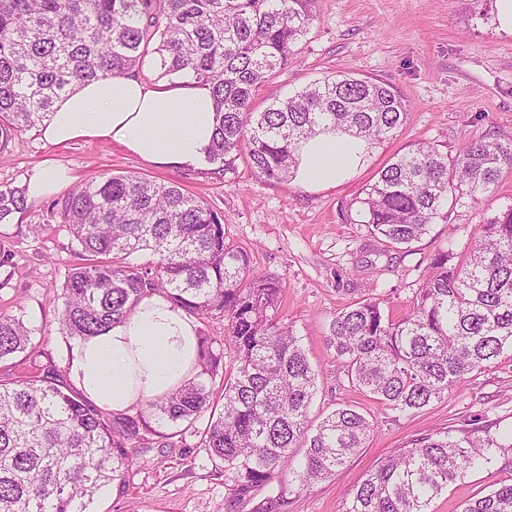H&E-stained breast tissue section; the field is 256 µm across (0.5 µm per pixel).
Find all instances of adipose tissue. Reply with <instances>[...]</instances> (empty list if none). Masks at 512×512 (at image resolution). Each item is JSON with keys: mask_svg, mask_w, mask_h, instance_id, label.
<instances>
[{"mask_svg": "<svg viewBox=\"0 0 512 512\" xmlns=\"http://www.w3.org/2000/svg\"><path fill=\"white\" fill-rule=\"evenodd\" d=\"M216 127L207 87L140 76H105L83 82L53 105L42 137L54 145L109 139L142 161L166 168L201 165ZM364 145L327 132L300 152L297 182L315 190L336 186L363 164ZM198 324L163 294L141 297L130 315L72 351L68 379L94 405L123 413L181 386L195 372Z\"/></svg>", "mask_w": 512, "mask_h": 512, "instance_id": "ef3b65f1", "label": "adipose tissue"}]
</instances>
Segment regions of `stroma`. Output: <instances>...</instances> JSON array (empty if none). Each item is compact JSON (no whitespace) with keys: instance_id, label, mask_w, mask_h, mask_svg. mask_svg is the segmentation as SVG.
Returning a JSON list of instances; mask_svg holds the SVG:
<instances>
[{"instance_id":"obj_1","label":"stroma","mask_w":512,"mask_h":512,"mask_svg":"<svg viewBox=\"0 0 512 512\" xmlns=\"http://www.w3.org/2000/svg\"><path fill=\"white\" fill-rule=\"evenodd\" d=\"M314 11L291 63L260 88L255 107L264 109L326 75L350 72L392 85L408 110L405 125L342 183L318 190L293 180L274 183L241 159L226 173L210 164L162 168L107 139L55 146L31 129L0 150V186H25L34 168L54 162L68 169L75 186L106 173L134 174L178 182L215 209L227 238L249 250L254 273L281 282L279 317L317 374L312 418L345 404L375 424L366 448L331 480L297 490L287 508L345 512L350 490L365 473L411 440L437 431L467 429L483 437L512 429V356L499 357L420 413L400 417L349 383L327 344L332 319L350 303L374 297L386 315L405 316L428 256L448 246L463 250L476 225L512 205L507 171L491 202L456 207L408 251L383 249L361 224L357 205L378 171L415 143L434 141L453 152L479 136L512 137V35L497 30L493 15H480L473 0H315ZM61 200L54 194L30 205L22 220L0 224V313L22 316L32 330L30 345L15 357L28 366H64L70 358L57 296L78 258L59 214ZM207 423L198 418L182 448L153 444L129 485L115 481L96 494L97 512H226L224 467L198 446ZM499 483H512L511 468L471 473L435 498L431 512H461L465 502Z\"/></svg>"}]
</instances>
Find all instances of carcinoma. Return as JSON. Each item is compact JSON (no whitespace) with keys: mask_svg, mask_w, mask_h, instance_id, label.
<instances>
[{"mask_svg":"<svg viewBox=\"0 0 512 512\" xmlns=\"http://www.w3.org/2000/svg\"><path fill=\"white\" fill-rule=\"evenodd\" d=\"M314 0H0V149L38 127L60 96L82 81L126 76L152 54L160 77L190 76L208 87L217 171L245 155L253 172L287 182L301 143L326 131L367 147L404 126L406 104L388 84L327 76L254 112L255 92L288 65L315 20ZM512 170V140L477 137L452 154L418 143L393 157L359 201L371 234L407 249L448 219L462 199H489ZM28 211L25 189L0 187V223ZM81 262L62 285L61 333L86 341L125 319L146 291L166 295L204 320L224 316L234 364L199 337V371L177 390L146 400L134 415L106 412L49 365L0 382V512H92L94 494L130 483L150 437L179 447L178 426L214 407L201 447L224 464L227 512H280L295 487L326 480L358 454L375 424L350 405L316 423V373L278 319L281 284L256 275L249 251L227 242L217 211L176 182L107 173L72 189L61 208ZM142 252L143 265L127 258ZM31 329L0 314V362L27 349ZM328 345L351 382L405 415L448 394L469 375L512 354V205L477 225L461 253L440 249L410 313L394 320L369 298L338 312ZM304 449L298 466L294 449ZM512 466V431L486 438L435 433L412 440L356 486L346 512H429L431 501L473 471ZM462 512H512V483Z\"/></svg>","mask_w":512,"mask_h":512,"instance_id":"1","label":"carcinoma"}]
</instances>
